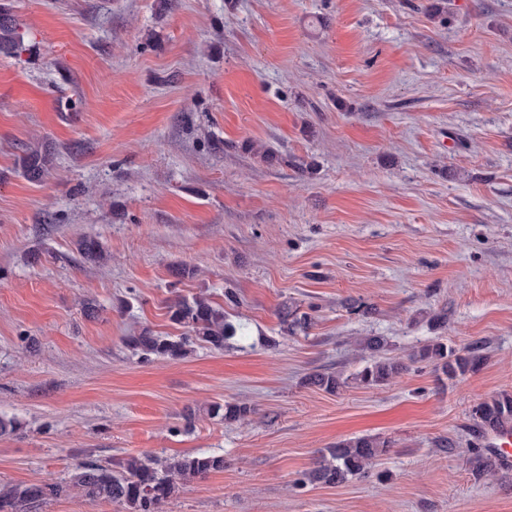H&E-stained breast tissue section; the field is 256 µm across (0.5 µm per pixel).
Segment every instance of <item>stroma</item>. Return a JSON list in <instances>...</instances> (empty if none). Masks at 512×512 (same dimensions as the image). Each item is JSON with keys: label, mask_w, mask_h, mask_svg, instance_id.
<instances>
[{"label": "stroma", "mask_w": 512, "mask_h": 512, "mask_svg": "<svg viewBox=\"0 0 512 512\" xmlns=\"http://www.w3.org/2000/svg\"><path fill=\"white\" fill-rule=\"evenodd\" d=\"M0 8L25 31L0 55V417L19 424L0 484L206 453L223 471L164 512H512V471L477 478L469 452L472 407L512 394V0ZM42 141L54 167L33 183L16 160ZM84 236L110 261L83 263ZM199 294L243 344L178 360L125 345L184 334L167 306ZM290 306L307 330L282 323ZM364 336L407 363L396 384L353 381ZM437 337L480 342L484 364L451 380L410 362ZM319 371L346 383L308 385ZM235 401L255 405L246 422L210 412ZM366 434L391 446L364 476L295 486Z\"/></svg>", "instance_id": "1"}]
</instances>
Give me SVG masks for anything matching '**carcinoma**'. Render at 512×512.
<instances>
[{
	"label": "carcinoma",
	"instance_id": "obj_1",
	"mask_svg": "<svg viewBox=\"0 0 512 512\" xmlns=\"http://www.w3.org/2000/svg\"><path fill=\"white\" fill-rule=\"evenodd\" d=\"M24 34L19 31L10 13L0 10V54H15L22 48ZM245 149L273 165L282 157L266 145L250 141ZM54 154L47 144L37 143L25 148L18 157L17 165L22 175L33 182H40L53 168ZM77 251L86 260L101 261L104 251L94 238L82 237L77 241ZM171 322L188 329L187 336H156L144 329L128 336L126 344L145 356L155 355L179 359L187 354L191 341L205 344L214 350H224L227 341L243 332V326L235 325L224 316V310L212 301L198 295L188 300L177 298L168 306ZM282 322L288 329H306L311 321L308 316L297 315L292 309L282 312ZM360 351L368 362L355 380L367 387L393 384L407 369L401 362L386 356V342L381 336H365L358 340ZM410 361L434 363L450 379L479 370L483 365L482 346L475 344L461 350L440 339L424 345ZM311 385L334 393L345 381L333 372H319L309 376ZM223 413L226 421L247 419L255 408L246 402H227L214 406V413ZM473 427L482 435L487 430L512 426V396L502 395L491 401L476 404L471 410ZM390 441L377 436L365 435L336 443L328 449L308 472L295 480L296 485L321 484L338 486L350 478L365 473L380 456L387 452ZM477 478H493L509 464L498 453L476 442L471 448ZM224 470V457L219 455H184L162 458L133 456L112 466L94 462H80L68 476L53 483L0 486V512H40L49 502L81 495L104 499L123 505L126 512H161L162 506L173 496L179 482L202 477L211 472Z\"/></svg>",
	"mask_w": 512,
	"mask_h": 512
}]
</instances>
